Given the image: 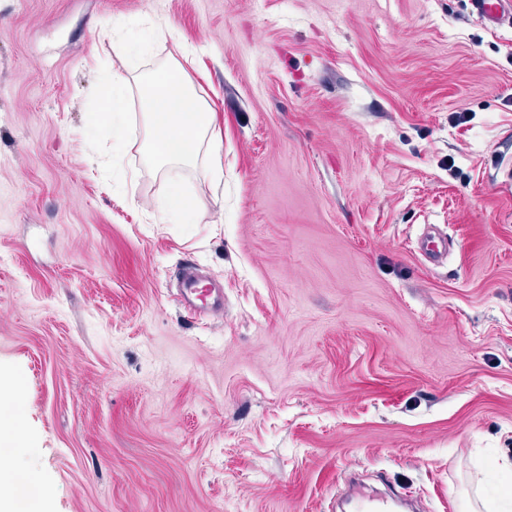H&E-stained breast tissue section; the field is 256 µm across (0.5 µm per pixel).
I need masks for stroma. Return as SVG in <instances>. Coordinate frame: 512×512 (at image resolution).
<instances>
[{"label": "stroma", "instance_id": "1", "mask_svg": "<svg viewBox=\"0 0 512 512\" xmlns=\"http://www.w3.org/2000/svg\"><path fill=\"white\" fill-rule=\"evenodd\" d=\"M167 24L224 177L105 111ZM202 199L159 206L169 177ZM451 242L433 265L428 227ZM192 264L224 314L177 299ZM0 376L46 512H423L512 496V27L468 0H0ZM162 35L163 29L160 25H157L143 32L133 42H127L124 38H122V41L120 39L117 40L122 50L121 60L123 67L129 74L135 73L139 69V63L150 49L154 39ZM125 84L122 75L113 76L112 79V104L108 108L110 115V127L112 128V139L119 140L126 133V110L121 88ZM203 205L201 199H189L181 181L171 179L168 183L166 194L162 201V209L180 224L191 223L194 211Z\"/></svg>", "mask_w": 512, "mask_h": 512}]
</instances>
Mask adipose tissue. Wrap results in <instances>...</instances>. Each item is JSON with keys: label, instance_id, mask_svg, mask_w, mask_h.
Here are the masks:
<instances>
[{"label": "adipose tissue", "instance_id": "ef3b65f1", "mask_svg": "<svg viewBox=\"0 0 512 512\" xmlns=\"http://www.w3.org/2000/svg\"><path fill=\"white\" fill-rule=\"evenodd\" d=\"M162 33V27L156 26L143 32L135 41L122 42L121 60L125 73L138 70L152 42ZM124 75L112 79L109 112L112 137L116 140L124 136L127 124L121 93ZM142 94L149 125L148 153L158 167L192 168L206 151L211 156L214 171H221L223 143L213 131V114L176 69L167 67L145 76Z\"/></svg>", "mask_w": 512, "mask_h": 512}]
</instances>
